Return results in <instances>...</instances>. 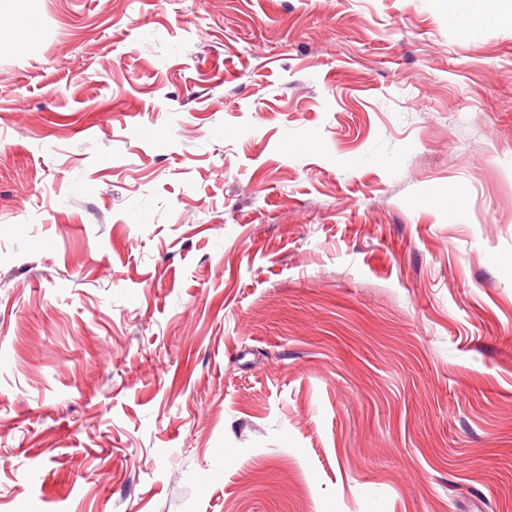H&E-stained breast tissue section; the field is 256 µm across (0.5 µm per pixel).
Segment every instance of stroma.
<instances>
[{"instance_id": "obj_1", "label": "stroma", "mask_w": 512, "mask_h": 512, "mask_svg": "<svg viewBox=\"0 0 512 512\" xmlns=\"http://www.w3.org/2000/svg\"><path fill=\"white\" fill-rule=\"evenodd\" d=\"M0 0V512H512V0Z\"/></svg>"}]
</instances>
